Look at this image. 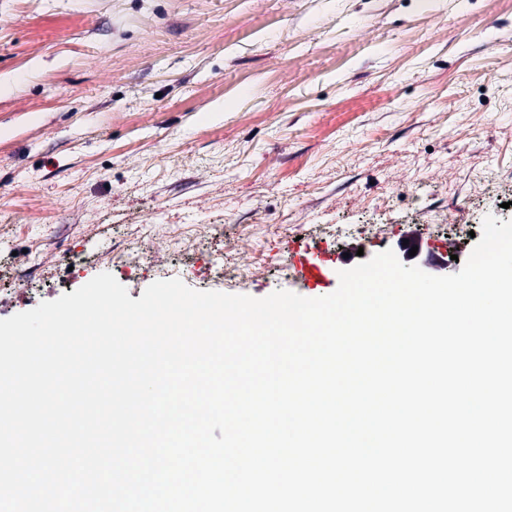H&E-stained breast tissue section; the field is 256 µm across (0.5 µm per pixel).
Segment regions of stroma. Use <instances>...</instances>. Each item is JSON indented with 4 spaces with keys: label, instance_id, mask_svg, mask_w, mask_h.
Returning <instances> with one entry per match:
<instances>
[{
    "label": "stroma",
    "instance_id": "stroma-1",
    "mask_svg": "<svg viewBox=\"0 0 512 512\" xmlns=\"http://www.w3.org/2000/svg\"><path fill=\"white\" fill-rule=\"evenodd\" d=\"M490 214L512 0H0V319L103 272L134 300L305 297L328 256L322 297L388 249L450 275ZM139 241L138 275L109 262Z\"/></svg>",
    "mask_w": 512,
    "mask_h": 512
}]
</instances>
